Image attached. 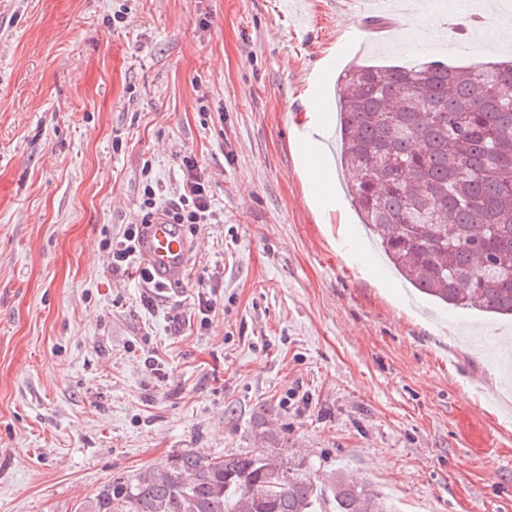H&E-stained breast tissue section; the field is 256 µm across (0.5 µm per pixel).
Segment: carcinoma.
<instances>
[{
  "label": "carcinoma",
  "mask_w": 512,
  "mask_h": 512,
  "mask_svg": "<svg viewBox=\"0 0 512 512\" xmlns=\"http://www.w3.org/2000/svg\"><path fill=\"white\" fill-rule=\"evenodd\" d=\"M512 61L358 65L338 80L351 203L395 268L454 309L512 317ZM394 512L343 477L263 454L183 453L76 512Z\"/></svg>",
  "instance_id": "cac0c4a2"
}]
</instances>
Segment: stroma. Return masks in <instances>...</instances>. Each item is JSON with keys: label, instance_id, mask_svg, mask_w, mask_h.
Here are the masks:
<instances>
[{"label": "stroma", "instance_id": "1", "mask_svg": "<svg viewBox=\"0 0 512 512\" xmlns=\"http://www.w3.org/2000/svg\"><path fill=\"white\" fill-rule=\"evenodd\" d=\"M415 3L403 30L371 0H0V512L262 450L397 512H512V319L411 296L343 191L353 171L332 160L326 210L299 173L322 67L332 117L345 68L512 54L451 0ZM187 153L221 221L185 226L194 267L159 295L100 242L143 167L177 198Z\"/></svg>", "mask_w": 512, "mask_h": 512}]
</instances>
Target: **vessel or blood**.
I'll return each mask as SVG.
<instances>
[{
    "mask_svg": "<svg viewBox=\"0 0 512 512\" xmlns=\"http://www.w3.org/2000/svg\"><path fill=\"white\" fill-rule=\"evenodd\" d=\"M143 264L161 282H175L185 277L190 246L177 225L159 218L148 225L140 246Z\"/></svg>",
    "mask_w": 512,
    "mask_h": 512,
    "instance_id": "b4317fda",
    "label": "vessel or blood"
}]
</instances>
